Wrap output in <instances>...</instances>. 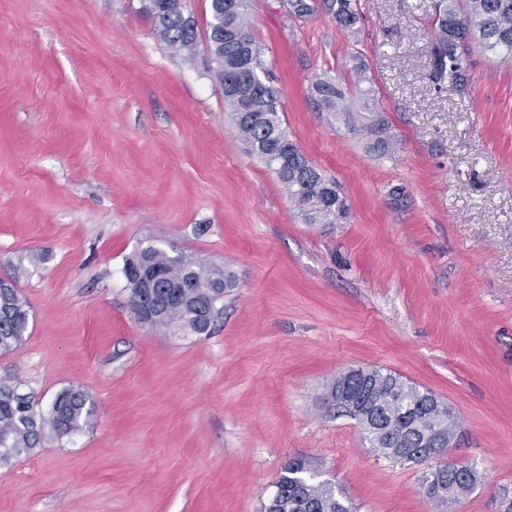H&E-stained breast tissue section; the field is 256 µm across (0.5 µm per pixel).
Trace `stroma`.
Returning <instances> with one entry per match:
<instances>
[{
	"label": "stroma",
	"mask_w": 512,
	"mask_h": 512,
	"mask_svg": "<svg viewBox=\"0 0 512 512\" xmlns=\"http://www.w3.org/2000/svg\"><path fill=\"white\" fill-rule=\"evenodd\" d=\"M143 0H0V278L30 307L0 354L40 409L78 387L96 415L0 469V512H266L286 462L322 464L355 512H504L512 500V65L473 50L435 80L433 0L332 15L250 0L281 117L336 180L339 224H307L250 155L212 73ZM359 53L396 143L380 157L307 99ZM152 245L232 272L209 333L141 325L122 274ZM380 367L448 403L445 460L475 490L438 507L322 397Z\"/></svg>",
	"instance_id": "obj_1"
}]
</instances>
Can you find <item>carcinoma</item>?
I'll use <instances>...</instances> for the list:
<instances>
[{
  "label": "carcinoma",
  "instance_id": "1",
  "mask_svg": "<svg viewBox=\"0 0 512 512\" xmlns=\"http://www.w3.org/2000/svg\"><path fill=\"white\" fill-rule=\"evenodd\" d=\"M322 9L351 35L358 33L360 12L357 0H288L290 15L304 19ZM144 11L158 37L172 49L190 56L195 51L199 30L193 16L177 0H146ZM248 0H210L206 41L215 67L216 81L224 90V103L233 113L238 138L248 151L263 161L277 176L288 200L307 224H339L347 215L336 181L323 175L300 151L283 126L279 91L265 83L256 90V78L265 75L262 49L253 39L247 17ZM433 52L431 65L440 82L458 86L464 82L463 56L473 46L504 54L512 62V0H435L432 14ZM231 28L235 38L223 30ZM353 86L330 76L314 77L308 98L320 112H330L351 134L367 133L368 149L387 156L395 143L389 124L377 107L373 87L360 63L351 69ZM123 270L131 310L148 306L154 310L147 326L171 333L185 328L198 330L218 314L217 303L224 289L235 283L224 270L206 266L184 256H170L154 246L141 260L127 259ZM30 309L15 286L0 280V353L18 349L29 324ZM344 387L361 394L368 403L389 397L411 408L406 415L385 417L388 434L377 437L362 429L385 458L397 463L421 464L413 448L419 446L424 430L448 437L441 428L424 421L432 412L433 394L404 382L381 369L368 376L339 374L329 391ZM95 414V403L80 388L58 393L50 410L37 408L32 396L20 391L11 376L0 378V467H8L24 452L35 447L45 431L58 438L83 430ZM427 476L435 479L444 494L460 500L472 492L477 475L473 468L439 464ZM267 512H352V506L327 481L321 479L320 462L296 456L284 465Z\"/></svg>",
  "mask_w": 512,
  "mask_h": 512
}]
</instances>
